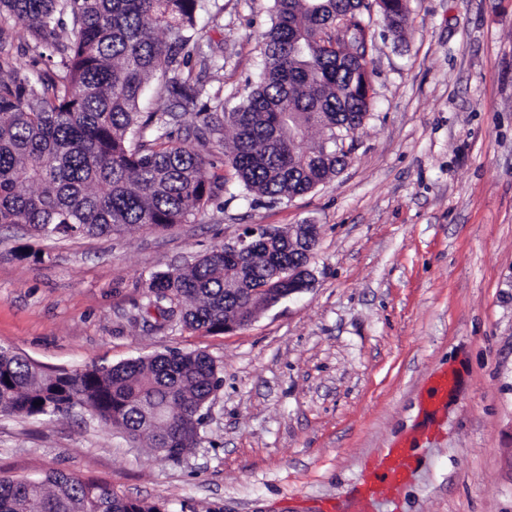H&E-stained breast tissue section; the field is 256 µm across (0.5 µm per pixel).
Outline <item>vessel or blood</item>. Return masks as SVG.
<instances>
[{"label":"vessel or blood","mask_w":512,"mask_h":512,"mask_svg":"<svg viewBox=\"0 0 512 512\" xmlns=\"http://www.w3.org/2000/svg\"><path fill=\"white\" fill-rule=\"evenodd\" d=\"M415 463L416 459L410 449H387L369 473L360 480L351 504L352 512H362L369 500L405 484Z\"/></svg>","instance_id":"b4317fda"}]
</instances>
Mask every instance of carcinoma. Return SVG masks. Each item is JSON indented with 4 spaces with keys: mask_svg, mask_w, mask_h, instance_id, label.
<instances>
[{
    "mask_svg": "<svg viewBox=\"0 0 512 512\" xmlns=\"http://www.w3.org/2000/svg\"><path fill=\"white\" fill-rule=\"evenodd\" d=\"M366 0H274L264 36L260 79L230 112L220 91L188 69L204 0H0V15L21 24L34 52L60 53L58 73L44 78L0 60V229L25 226L46 238L111 236L133 228L185 224L224 189L208 173L206 143L187 148L168 122L140 111L151 80L177 103H203L208 141L224 145L239 186L272 203L305 195L336 176L351 149L336 132L360 127L371 102L350 85L367 56L356 39L342 55L308 44L328 21L365 22ZM223 116H218V112ZM313 129L321 140L304 146ZM259 259L240 270L224 263V246L193 264L153 275L146 309L188 329L224 331V316L249 306L237 279L263 285ZM222 369L203 351L167 350L115 366L47 372L0 347V416H64L91 410L107 429L177 460L201 440L180 422H201L222 385ZM0 512H161L74 473L38 479L0 477Z\"/></svg>",
    "mask_w": 512,
    "mask_h": 512,
    "instance_id": "obj_1",
    "label": "carcinoma"
}]
</instances>
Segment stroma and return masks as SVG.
Wrapping results in <instances>:
<instances>
[{"label": "stroma", "mask_w": 512, "mask_h": 512, "mask_svg": "<svg viewBox=\"0 0 512 512\" xmlns=\"http://www.w3.org/2000/svg\"><path fill=\"white\" fill-rule=\"evenodd\" d=\"M405 3L400 35L370 15L373 104L347 166L313 192L255 201L215 147L226 188L189 223L0 231V347L66 372L201 349L223 370L180 461L77 408L0 417V475L76 473L165 512H347L367 466L404 442L414 473L367 512H512V0ZM217 4L191 65L229 110L258 80L273 0ZM140 107L174 110L175 141L196 145L195 106L172 108L153 83ZM246 224L318 225L310 288L233 332L158 328L150 276Z\"/></svg>", "instance_id": "stroma-1"}]
</instances>
